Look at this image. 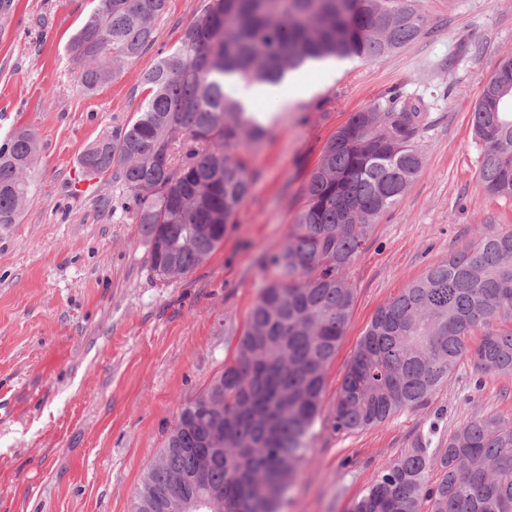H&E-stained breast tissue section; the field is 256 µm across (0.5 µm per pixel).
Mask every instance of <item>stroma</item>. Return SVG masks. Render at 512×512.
<instances>
[{"instance_id": "obj_1", "label": "stroma", "mask_w": 512, "mask_h": 512, "mask_svg": "<svg viewBox=\"0 0 512 512\" xmlns=\"http://www.w3.org/2000/svg\"><path fill=\"white\" fill-rule=\"evenodd\" d=\"M94 0H13L0 10V143L35 132L33 189L0 228V512H133L182 407L232 362L328 141L352 113L399 93L429 105L422 168L346 269L355 302L326 373L307 461L281 512H350L382 469L422 435L440 447L473 418L512 421V376L475 384L460 363L416 407L356 432L331 415L375 312L483 234L512 231V198L488 195L471 114L512 57V0H417L425 34L379 60L314 69V91L268 110L248 150L250 192L223 241L171 279L150 269L127 190L82 189L80 156L138 109L142 73L173 50L205 0H169L156 41L94 94L76 86L71 36Z\"/></svg>"}]
</instances>
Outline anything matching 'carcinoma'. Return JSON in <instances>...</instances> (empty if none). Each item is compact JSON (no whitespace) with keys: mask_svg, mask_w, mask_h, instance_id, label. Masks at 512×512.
<instances>
[{"mask_svg":"<svg viewBox=\"0 0 512 512\" xmlns=\"http://www.w3.org/2000/svg\"><path fill=\"white\" fill-rule=\"evenodd\" d=\"M168 0H98L69 49L79 86L92 94L155 41ZM410 0H207L179 45L142 76L134 116L85 149L89 177L108 172L132 193L151 270L177 278L223 241L251 187L246 152L266 128L225 92L224 78L277 85L309 62L378 60L425 33ZM421 98L394 96L353 113L327 143L285 244L266 265L275 279L250 311L233 363L186 404L159 461L145 472L136 512H279L308 459L325 372L349 319L354 289L344 270L377 218L421 169ZM486 192L512 198V58L500 61L472 111ZM35 133L0 145V225L17 223L37 158ZM512 231L481 236L428 269L370 322L333 408V429L379 425L423 402L460 361L477 382L512 375ZM418 440L390 462L352 512H512V423L476 417L430 452ZM211 456L204 479L186 482ZM438 471L435 482L429 474Z\"/></svg>","mask_w":512,"mask_h":512,"instance_id":"obj_1","label":"carcinoma"}]
</instances>
